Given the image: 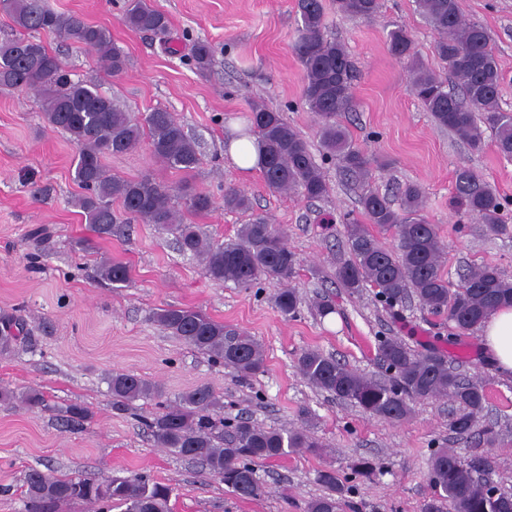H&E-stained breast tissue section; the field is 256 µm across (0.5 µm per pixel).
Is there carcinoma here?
<instances>
[{
  "label": "carcinoma",
  "instance_id": "1",
  "mask_svg": "<svg viewBox=\"0 0 512 512\" xmlns=\"http://www.w3.org/2000/svg\"><path fill=\"white\" fill-rule=\"evenodd\" d=\"M426 23L438 34L435 54L445 63L453 80L442 79L417 59L407 30L399 25L387 33L390 52L409 61L411 92L430 112L435 125L448 129L470 147L479 149L485 130L494 132L498 152L512 158V113L500 107L503 74L491 46V36L482 26L460 15L458 0H416ZM337 10L347 17L373 19L379 0H336ZM299 20L293 48L305 72L303 103L318 119L324 155L335 159L348 174L365 177L371 160L357 148L342 115L354 110L351 93L353 64L344 45L325 36L322 0H296ZM0 10L14 24L16 33L0 39V86L36 92L49 125L70 135L78 149L74 180L85 191L76 201L85 221L100 237L112 235L114 226L127 219L156 224L174 236L179 250L202 258L209 278L219 284L252 288L262 280H277L282 288L273 301L279 312L295 317L301 299L289 285L299 259L283 233L263 217L240 225L236 237L212 242L197 224H187L170 204L167 190L148 176L125 179L105 170L107 155L133 151L147 143L152 157L169 169L189 174L198 168L201 155L193 140L171 112L155 108L138 119L121 110L93 84L74 80L62 58L35 37L48 32L92 50L96 61L121 74L126 57L112 42L108 29L91 25L80 16L46 7L43 0H0ZM121 22L150 32L167 42L169 20L148 0H125ZM209 42L197 40L190 59L203 73L212 64ZM250 131L260 145V165L265 183L277 191H296L308 199L327 193L322 169L315 163L308 141L279 112L254 104L247 115ZM401 204L394 208L388 196L367 189L359 197L361 214L395 243L387 246L354 216L346 218L350 258L336 268V280L348 291L370 285L380 302L393 308L410 294L436 314H444L459 334L477 329L496 309L512 307V276L500 267L483 263L465 273L456 288L449 287L442 271L445 246L436 225L421 211L424 191L406 184ZM185 207L194 215L214 206L205 191L186 188ZM117 201L121 209L112 207ZM450 204L457 212L478 216L493 234L508 233V201L468 167L455 171ZM224 207L247 211L250 199L237 187L224 189ZM101 276L113 285L129 281V269L121 262L105 264ZM153 320L165 331L193 349L232 369L242 379L264 371L265 356L259 341L192 307H164ZM378 353L390 373L388 381H374L317 349L304 351L298 366L314 387L347 400L366 413L392 423L406 420L419 399L446 398L459 405L449 428L460 436H479L486 448L495 446L497 434L476 429L486 394L477 381L465 379L448 364V356L433 348L413 352L398 339L379 341ZM112 398L120 410L141 398H159L161 389L131 373H115L109 379ZM4 401L17 400L28 408L40 407L44 399L34 390L0 392ZM161 448L195 460L224 482L241 499H255L265 492L256 466L300 448H317L309 429L278 431L252 424L246 418L224 419V403L209 386L181 393L161 405L147 421ZM490 457L481 454L462 458L439 448L429 461L431 495L420 512H512V497L496 492L481 478ZM320 482L328 493L307 501L305 512H343L352 491L351 476L323 470ZM26 512H48L60 501L82 500L124 512H170L173 489L144 474L101 482L88 476L59 477L53 472L31 469L25 476Z\"/></svg>",
  "mask_w": 512,
  "mask_h": 512
}]
</instances>
